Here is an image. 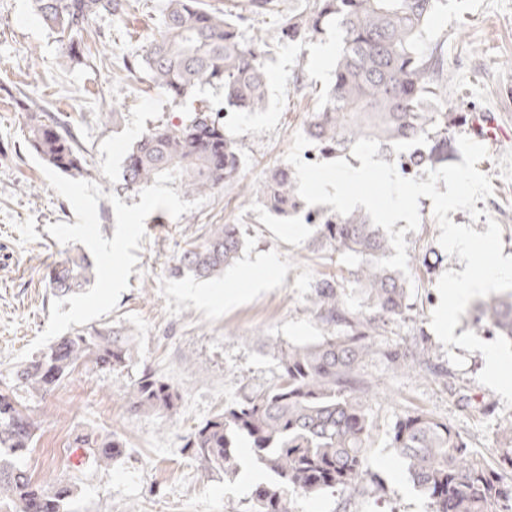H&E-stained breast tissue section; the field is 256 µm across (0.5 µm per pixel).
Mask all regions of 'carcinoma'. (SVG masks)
Returning a JSON list of instances; mask_svg holds the SVG:
<instances>
[{
	"instance_id": "obj_1",
	"label": "carcinoma",
	"mask_w": 512,
	"mask_h": 512,
	"mask_svg": "<svg viewBox=\"0 0 512 512\" xmlns=\"http://www.w3.org/2000/svg\"><path fill=\"white\" fill-rule=\"evenodd\" d=\"M446 0H308L300 16L282 21L280 38L305 41L336 22L339 51L333 83L320 97L305 133L323 159L347 154L360 137L375 138L387 160L405 175H422L448 161L455 130L467 115L443 107L442 51L428 49L432 18ZM128 0H33L43 23L68 40V57L77 54L75 39L99 17L125 12ZM239 18L201 7L200 0H167L161 29L142 58L153 87L172 100L201 86L224 89V101L257 112L267 103L262 58L266 44L247 45ZM28 147L49 166L71 175L90 174L76 138L58 116H29ZM241 155L227 131L224 109L200 107L177 125L161 123L130 147L123 166V189L138 192L164 171L181 170L178 184L187 197L212 193L237 180ZM270 212L288 215L304 207L295 172L280 167L255 190ZM305 221L317 227L311 245L355 260L350 277L326 274L314 285L312 310L336 331L322 340L296 346L276 341L265 346L278 361L280 381L266 388L241 389L224 411L194 428L185 448L205 467L226 475L238 469L236 437L249 439L257 461L274 475L252 493V512H288L284 489L304 494L339 490L353 494L368 480L365 452L371 421L364 400L361 363L383 356L395 369L416 364L434 372L432 347L415 353L402 347L381 349L379 328L409 317L408 288L395 270L374 262L390 252L382 228L355 210L342 216L309 211ZM245 245L239 224H210L168 266V275L212 278L234 265ZM95 281V263L83 251L69 254L49 276L55 297L84 292ZM360 299L359 309L345 307V288ZM476 320L497 335L512 339V294L492 296L476 306ZM137 354L134 337L122 326L76 330L57 338L17 366V388L0 391V509L3 512H66L73 494L67 479L49 488L36 486L20 461L33 444L39 422L22 409L21 390L29 398L55 390L81 367L115 371ZM132 414L176 419L180 394L167 380L145 369L123 396ZM391 448L405 463L431 512H512V486L503 473L512 470V446L500 449L498 466L472 457L466 438L448 422L421 410L408 411L395 423ZM73 447L82 463L108 465L122 458L126 443L118 435L81 434Z\"/></svg>"
}]
</instances>
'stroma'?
<instances>
[{
	"label": "stroma",
	"instance_id": "35a3bbf8",
	"mask_svg": "<svg viewBox=\"0 0 512 512\" xmlns=\"http://www.w3.org/2000/svg\"><path fill=\"white\" fill-rule=\"evenodd\" d=\"M206 7L240 16L244 42L263 40L269 106L262 112L231 109L228 128L243 161L237 182L206 195L200 209L163 223L146 220L139 260L116 309L101 316L135 337L134 363L121 371L81 369L52 393L31 403L41 426L23 464L35 484L50 487L66 478L74 486L67 512H250L251 494L238 478L208 471L185 450V437L221 412L241 387L279 380L277 361L266 339L313 343L328 332L311 310L309 298L323 274H343L354 261L323 259L309 249L315 229L302 216L288 219L268 212L254 190L272 169L285 166L295 133L304 131L316 107L314 96L295 86L296 75L316 89L333 79L322 56L336 40L335 25L305 43L280 40L279 15L246 12L247 0H203ZM167 0H132L124 14L98 19L83 35L77 59L35 14L32 0H0V389L12 383L16 357L45 330L53 301L46 274L63 260L68 245L47 231L58 222L75 223L70 203L49 187L26 146L28 116L63 115L93 170L104 197L98 202L101 233L112 239L115 214L108 194L126 205L137 194L121 189L123 161L130 145L152 125L178 122L185 113L224 104L223 90L209 86L172 101L155 89L134 62L157 35ZM430 43L442 44L448 68L443 92L449 111L477 115L490 110L512 129V0H447L430 25ZM478 163L489 175L493 194L477 201L502 228L504 255H512V141L488 143ZM420 224L406 231L412 310L406 320L385 326L376 341L384 347L416 349L432 343V362L443 377L414 370L395 372L380 357L366 359L363 373L373 386L367 396L372 423L366 468L378 489L349 496L334 490L316 495L289 492V512H430L389 446L396 420L407 410L424 409L448 421L465 436L477 459L497 463L501 425L512 409L478 382L481 352L462 347L446 351L430 326L440 302L437 282L464 262L439 245L441 231L432 201L419 200ZM206 224H239L245 247L223 276L198 280L169 278L168 262L196 238ZM276 257L266 287L250 293L251 279ZM244 290L243 299L225 306L223 289ZM463 357L454 367L450 355ZM150 369L178 388L180 413L171 423L129 413L122 400L131 380ZM121 435L124 458L106 467L78 466L71 448L76 435Z\"/></svg>",
	"mask_w": 512,
	"mask_h": 512
}]
</instances>
